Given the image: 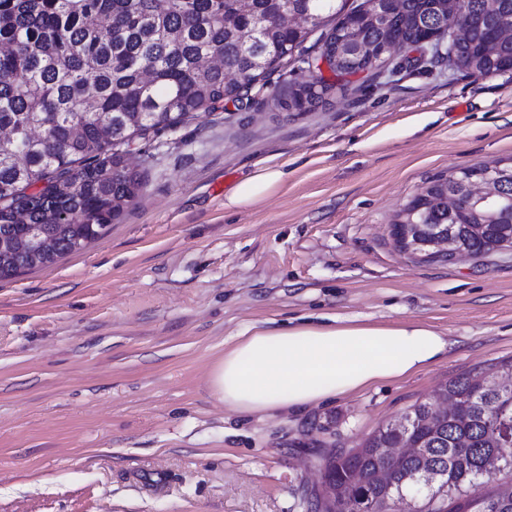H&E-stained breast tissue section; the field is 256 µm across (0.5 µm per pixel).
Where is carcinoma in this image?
Here are the masks:
<instances>
[{"mask_svg":"<svg viewBox=\"0 0 512 512\" xmlns=\"http://www.w3.org/2000/svg\"><path fill=\"white\" fill-rule=\"evenodd\" d=\"M369 2L345 13L336 0H0V129L10 132L0 140V279L52 265L102 237L142 187L121 146L213 112L227 99L243 102L285 56L302 52L316 29L322 54L340 41L401 50L409 39L436 53L452 17L467 28L464 44L449 39L454 67L487 77L512 62V44L501 46L497 62L475 57L494 25L488 0H404L402 11L387 8L371 21ZM288 11L304 14L305 28L281 26L277 17ZM259 52L271 58L264 71L253 69ZM216 55L224 65H201ZM382 65L370 55L343 57L331 70L334 81L318 75L293 82L277 103L308 112L363 68L379 77ZM18 214L27 222L16 223ZM413 220L452 230L476 257L502 242L512 249L511 224L468 233L467 224L484 220L481 208L450 215L427 207ZM35 233L46 243L39 251L28 248ZM482 372L476 367L450 379L448 390L477 392ZM492 401L497 426L481 405L452 407L432 421L427 402L414 403L405 411L413 421L407 439L421 453L403 460L377 452L400 439L386 427L363 442L362 452L336 450L326 474L341 490L336 512H353L377 490L372 475L379 468L387 469L389 496L397 500L429 467L440 482L423 496L421 512H481L498 495L477 489L493 479L487 465L503 450L502 431L512 434V395L495 393Z\"/></svg>","mask_w":512,"mask_h":512,"instance_id":"carcinoma-1","label":"carcinoma"}]
</instances>
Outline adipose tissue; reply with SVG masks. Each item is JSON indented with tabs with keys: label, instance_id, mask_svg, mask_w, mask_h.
<instances>
[{
	"label": "adipose tissue",
	"instance_id": "1",
	"mask_svg": "<svg viewBox=\"0 0 512 512\" xmlns=\"http://www.w3.org/2000/svg\"><path fill=\"white\" fill-rule=\"evenodd\" d=\"M447 349L445 336L418 321L255 325L225 348L210 388L239 412L298 409L417 373Z\"/></svg>",
	"mask_w": 512,
	"mask_h": 512
}]
</instances>
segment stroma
Listing matches in <instances>:
<instances>
[{"mask_svg":"<svg viewBox=\"0 0 512 512\" xmlns=\"http://www.w3.org/2000/svg\"><path fill=\"white\" fill-rule=\"evenodd\" d=\"M320 46L312 32L252 104L135 138L125 162L142 188L120 220L0 280V512H306L330 446L512 357V251L419 262L392 235L434 178L512 158V71L426 57L352 77L308 112L273 107ZM263 166L281 187L227 206ZM303 317L420 321L448 351L302 410L241 413L212 395L235 336Z\"/></svg>","mask_w":512,"mask_h":512,"instance_id":"35a3bbf8","label":"stroma"}]
</instances>
